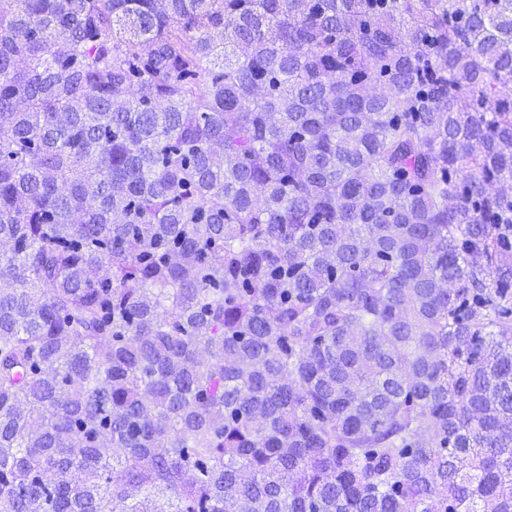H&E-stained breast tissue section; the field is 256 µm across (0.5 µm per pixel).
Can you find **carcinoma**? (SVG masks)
I'll list each match as a JSON object with an SVG mask.
<instances>
[{"label": "carcinoma", "mask_w": 512, "mask_h": 512, "mask_svg": "<svg viewBox=\"0 0 512 512\" xmlns=\"http://www.w3.org/2000/svg\"><path fill=\"white\" fill-rule=\"evenodd\" d=\"M0 512H512V0H0Z\"/></svg>", "instance_id": "1"}]
</instances>
